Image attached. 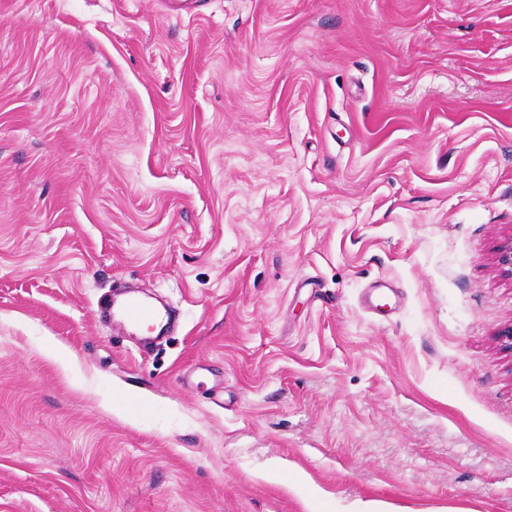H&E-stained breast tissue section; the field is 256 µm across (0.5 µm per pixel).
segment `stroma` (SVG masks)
<instances>
[{
  "mask_svg": "<svg viewBox=\"0 0 512 512\" xmlns=\"http://www.w3.org/2000/svg\"><path fill=\"white\" fill-rule=\"evenodd\" d=\"M509 237L512 0H0V512H512ZM161 314L137 298H129L122 307L120 320L129 327H139L145 322L154 323L159 320Z\"/></svg>",
  "mask_w": 512,
  "mask_h": 512,
  "instance_id": "35a3bbf8",
  "label": "stroma"
}]
</instances>
